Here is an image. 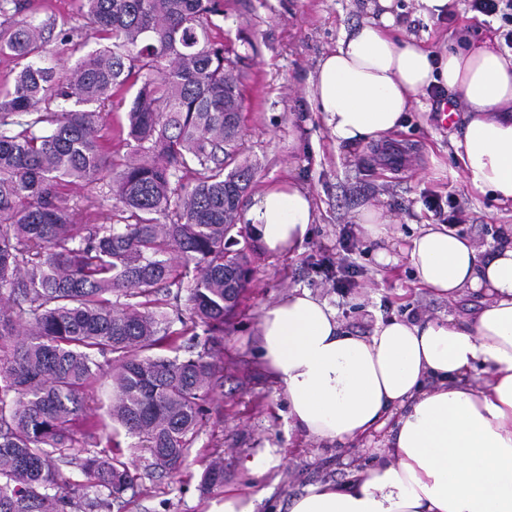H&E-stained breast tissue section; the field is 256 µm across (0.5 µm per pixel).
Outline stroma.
Instances as JSON below:
<instances>
[{"label":"stroma","instance_id":"stroma-1","mask_svg":"<svg viewBox=\"0 0 512 512\" xmlns=\"http://www.w3.org/2000/svg\"><path fill=\"white\" fill-rule=\"evenodd\" d=\"M212 34L232 48L231 58L243 89L241 154L251 183L245 204L268 185L288 179L308 190L316 208L311 238L299 252L271 255L239 218V247L249 281L224 334L214 346L219 383L206 405L209 421L195 437L183 465L173 473L151 466L149 453L125 430L106 429L87 444L91 452L113 454L135 481L114 502L112 512H215L224 490L237 487L256 495V512H287L290 499L316 481L341 482L350 467L373 459L370 446L338 447L287 426L283 394L263 369L257 353L262 308L295 287L308 288L335 307L342 328L355 336L372 335L378 319L392 316L462 315L479 302L472 293L448 301L418 291L410 267L379 265L377 245L357 222L368 206L384 209L395 233L410 236L421 225L442 223L431 201L456 200L459 232L478 247L491 248L502 226L512 225V207L471 191L463 180L450 136L458 123L441 124V103L422 98L405 114L404 127L390 138L388 154L372 147L336 146L309 101V76L318 58L336 46L343 32L367 18V0H220ZM394 31L426 40L434 49L452 44L458 30L474 39L494 34L499 18L476 23L470 0H451L447 17L431 21L418 14L417 0H397ZM349 259L356 273L336 285V268ZM224 458V485L203 488L209 461ZM262 455L263 472L245 463Z\"/></svg>","mask_w":512,"mask_h":512}]
</instances>
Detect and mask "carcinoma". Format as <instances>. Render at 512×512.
Here are the masks:
<instances>
[{"label": "carcinoma", "instance_id": "obj_1", "mask_svg": "<svg viewBox=\"0 0 512 512\" xmlns=\"http://www.w3.org/2000/svg\"><path fill=\"white\" fill-rule=\"evenodd\" d=\"M22 10L0 0V54L18 65L0 90V512H111L132 477L117 459L82 456L83 438L104 430L96 373L112 372L109 416L155 470L178 469L208 421L211 349L149 355L181 333L148 305L185 287L192 319L222 332L248 281L231 235L250 184L235 166L242 83L209 34L218 0H83L99 48L61 70L41 64L55 22L15 19ZM134 86L124 161L97 117ZM81 180L113 200L112 223H78L65 187ZM114 296L139 302L119 309ZM61 462L106 496L76 495ZM203 482L222 486L224 461Z\"/></svg>", "mask_w": 512, "mask_h": 512}]
</instances>
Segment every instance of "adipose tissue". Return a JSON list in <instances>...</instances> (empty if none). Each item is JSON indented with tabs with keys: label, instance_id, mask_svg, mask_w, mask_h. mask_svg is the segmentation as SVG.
Instances as JSON below:
<instances>
[{
	"label": "adipose tissue",
	"instance_id": "obj_1",
	"mask_svg": "<svg viewBox=\"0 0 512 512\" xmlns=\"http://www.w3.org/2000/svg\"><path fill=\"white\" fill-rule=\"evenodd\" d=\"M343 33L311 75L310 99L336 144L380 145L418 96L437 86L462 111L450 141L468 186L512 206V53L492 41L441 53L393 30L394 0ZM247 219L274 255L311 235L313 201L295 183L255 197ZM358 222L384 266L407 263L439 298L471 291L469 318L392 317L368 337L342 330L327 300L295 288L262 309V362L280 386L288 427L326 443L386 430L387 459L339 483L317 482L288 512H512V225L484 252L446 224H426L393 253L392 218Z\"/></svg>",
	"mask_w": 512,
	"mask_h": 512
}]
</instances>
